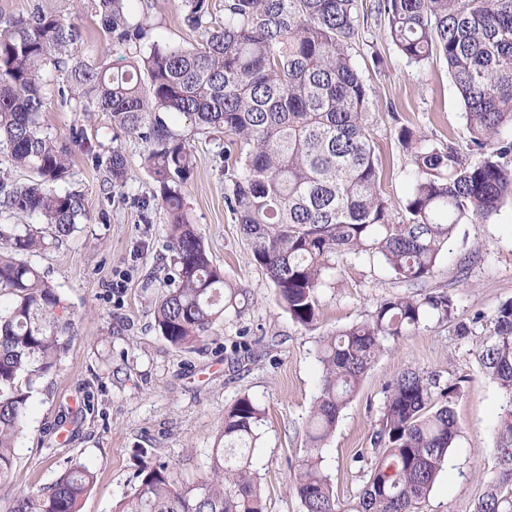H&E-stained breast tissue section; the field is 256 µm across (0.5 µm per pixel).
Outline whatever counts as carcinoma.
I'll list each match as a JSON object with an SVG mask.
<instances>
[{"mask_svg": "<svg viewBox=\"0 0 512 512\" xmlns=\"http://www.w3.org/2000/svg\"><path fill=\"white\" fill-rule=\"evenodd\" d=\"M360 0H180L184 24L204 34L194 47L148 43L129 0H31L26 14L0 7V148L32 173L25 184L0 178V212L37 216L68 236L90 219L69 181L68 151L41 121L46 87L72 112H103L138 136L167 217L170 288L154 309L160 335L192 350L238 309L246 291L228 282L192 225L185 188L195 158L192 135L230 131L248 146L243 172L224 202L252 259L274 285L291 320L312 328L319 294L345 254L377 258L401 287L435 276L456 226L486 219L512 196V0H372L400 55L420 64L443 58L464 105L474 158L430 145L411 156L406 219L392 221L367 123L369 88L349 53ZM90 9L112 44L135 49L127 69L78 55L70 15ZM190 120L189 133L166 116ZM118 185L128 176L121 147L92 157ZM41 246L27 224H0V488L12 477L14 448L36 383L66 353L71 320L57 288L20 255ZM445 292L396 294L365 321L319 339L320 395L307 430L309 452L294 487L303 512H417L459 436L458 383L412 369L390 386L373 444L382 461L356 497L342 503L323 472L322 449L360 381L390 338L446 320ZM481 369L507 397L496 429L495 475L474 512H512V301L500 306L477 349ZM264 410L242 397L224 413L207 471L180 480L156 456L134 474L133 491L113 512H262L252 457ZM96 474L74 463L51 485L4 499L3 512H80Z\"/></svg>", "mask_w": 512, "mask_h": 512, "instance_id": "1", "label": "carcinoma"}]
</instances>
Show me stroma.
Listing matches in <instances>:
<instances>
[{
	"mask_svg": "<svg viewBox=\"0 0 512 512\" xmlns=\"http://www.w3.org/2000/svg\"><path fill=\"white\" fill-rule=\"evenodd\" d=\"M130 9L146 17L151 40L188 47L201 41L184 25L177 0H130ZM71 22L84 55L125 65L128 49L112 44L94 13L73 14ZM351 55L370 88L368 125L381 188L398 223L406 217L412 149L403 145L401 129L414 132V147L447 144L471 158L463 104L444 60L408 63L376 19L361 28ZM45 121L70 153L67 187L83 194L90 220L28 256L57 288L72 328L67 353L33 392L11 492L48 486L71 464L82 463L96 471L97 481L81 512H113L130 494L145 450L195 481L225 410L247 396L265 411L262 443L252 460L263 512H303L293 481L308 452L306 431L320 392L317 340L369 318L380 301L399 293L398 284L379 260L340 257L334 286L320 296L316 328L294 324L224 202V156L240 158L238 137L198 134L191 143L197 167L187 203L214 262L227 281L247 290L249 300L240 315H227L212 330L203 350H177L155 328L154 305L167 289L171 252L163 217L150 224L140 220V205L153 191L146 144L113 128L106 114L67 111L52 94ZM75 128L82 132L76 143ZM115 145L127 157L128 178L111 187L92 156ZM427 288L452 297L454 318L427 319L419 330L386 342L364 375L322 451V468L340 501H351L380 461L372 435L388 386L407 369L454 380L461 390L454 404L459 436L420 512H474L495 471V427L506 400L480 369L475 351L497 309L512 301V200L488 219L457 226ZM477 314L482 320L474 335L459 336L458 322Z\"/></svg>",
	"mask_w": 512,
	"mask_h": 512,
	"instance_id": "1",
	"label": "stroma"
}]
</instances>
